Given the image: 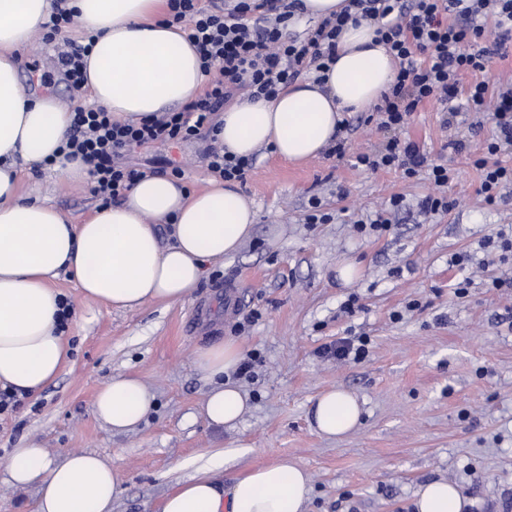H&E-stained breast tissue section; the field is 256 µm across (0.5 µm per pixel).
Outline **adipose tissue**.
<instances>
[{"label":"adipose tissue","mask_w":512,"mask_h":512,"mask_svg":"<svg viewBox=\"0 0 512 512\" xmlns=\"http://www.w3.org/2000/svg\"><path fill=\"white\" fill-rule=\"evenodd\" d=\"M96 37L87 58L86 88L113 119L136 121L177 110L194 100L204 76L181 26H165L167 0H68ZM54 10V0H0V386L38 395L60 372L65 339L51 283L70 273L82 294L107 306L134 309L150 301L188 299L211 267L238 251L252 233V203L230 182L200 191L172 177L145 175L117 204L93 211L80 224L51 203L20 191L22 168H51L76 185L91 184L81 159L62 147L74 104L57 94L24 90L18 52ZM372 27L350 26L324 83L297 81L270 100L241 99L227 108L221 145L239 156L272 147L302 163L325 151L344 112H366L390 86L395 63L374 41ZM240 360L236 343L201 349L199 371L212 383L201 406L210 424H235L248 398L229 379ZM154 396L136 377H112L92 411L113 431L145 419ZM362 405L339 388L318 397L312 425L321 435L356 428ZM223 460L199 467L163 499L160 512H305L309 478L292 461L254 468L225 486ZM13 484L38 485L36 512H112L121 494L116 469L94 452L50 459L41 448H16L5 462ZM454 485L430 482L418 492L417 512H465Z\"/></svg>","instance_id":"adipose-tissue-1"}]
</instances>
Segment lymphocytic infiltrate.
Returning <instances> with one entry per match:
<instances>
[{
  "label": "lymphocytic infiltrate",
  "mask_w": 512,
  "mask_h": 512,
  "mask_svg": "<svg viewBox=\"0 0 512 512\" xmlns=\"http://www.w3.org/2000/svg\"><path fill=\"white\" fill-rule=\"evenodd\" d=\"M302 9V0H168L164 23L183 26L206 82L181 110L136 123L113 121L93 106L77 109L65 148L89 165L100 205L121 200L141 177L140 169L126 164V156L158 145L206 140L208 170L227 181L244 180L254 160L225 153L215 113L238 92L271 99L288 84L326 71L336 59L338 36L350 23L375 26L379 42L398 63L393 83L368 116L389 137L378 150L356 153V166L372 172L398 169L407 178L429 170L437 191L421 198V210L451 211L452 201L440 193L451 170L431 162L416 142L398 136L418 107L432 102L443 112L446 127L463 112L490 119L493 134L472 165L480 173L483 202L493 206L502 199L504 189L512 187V164L499 159L512 152V81L493 83L484 74L495 48L512 33V0H345L338 14L316 23L298 41L285 30ZM78 24L66 0H57L44 38L55 42L59 70L81 97L89 48L70 36ZM467 73L478 74V81L462 85Z\"/></svg>",
  "instance_id": "lymphocytic-infiltrate-1"
}]
</instances>
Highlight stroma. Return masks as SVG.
Returning a JSON list of instances; mask_svg holds the SVG:
<instances>
[{"instance_id": "obj_1", "label": "stroma", "mask_w": 512, "mask_h": 512, "mask_svg": "<svg viewBox=\"0 0 512 512\" xmlns=\"http://www.w3.org/2000/svg\"><path fill=\"white\" fill-rule=\"evenodd\" d=\"M22 59L25 88L38 82L68 96L49 45L32 43ZM357 118L347 115L356 125L350 156L385 139ZM491 129L484 124L469 152L455 153L441 112L427 103L405 130L455 173L444 189L455 202L446 215L420 213L417 203L432 189L426 176L371 173L350 156L294 165L263 148L240 186L255 205L253 233L187 300L121 311L85 298L70 277L55 280L73 307L66 361L38 396L0 416V512H35L37 485L14 486L4 469L15 448H42L56 461L84 451L105 457L121 483L112 512H159L177 482L227 448L245 451L225 465L228 485L282 458L305 469L306 512H414L417 492L433 480L454 483L473 500L469 512H512V288L490 284L512 266L492 263L485 247L512 225V192L485 205L471 164ZM204 149L201 140L158 146L138 163L164 175L167 160L178 161L188 187L199 190L212 178ZM34 190L76 224L98 206L90 188L48 171L23 172L22 193ZM395 194L404 206L391 214L389 231L358 234L355 222ZM314 195L330 222L306 223ZM459 253L469 257L462 269L450 263ZM343 262L359 269L348 284L336 274ZM466 276L472 284L461 296L455 283ZM228 280L243 293L229 319ZM349 301L350 313L343 309ZM199 303L208 305L211 322L194 330L186 321ZM357 336L370 339L363 360L322 355L323 346ZM229 339L256 361L250 377L235 379L247 409L223 429L201 413L210 386L194 358ZM117 374L138 377L155 397L147 417L122 433L92 413L97 390ZM338 387L359 398L363 414L353 432L328 438L312 427V407Z\"/></svg>"}]
</instances>
